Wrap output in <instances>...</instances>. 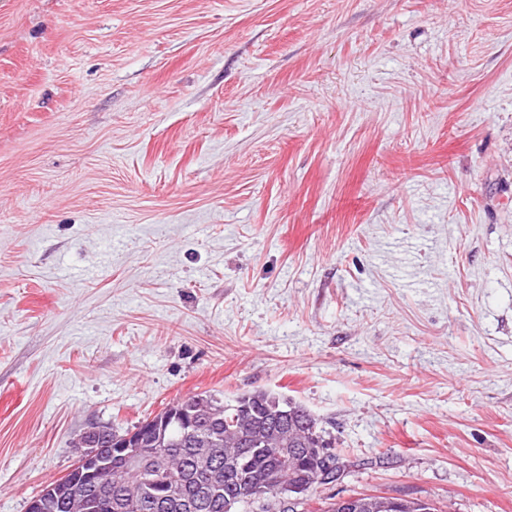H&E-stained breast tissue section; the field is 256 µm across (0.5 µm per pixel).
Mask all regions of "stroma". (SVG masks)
Returning a JSON list of instances; mask_svg holds the SVG:
<instances>
[{"label": "stroma", "mask_w": 512, "mask_h": 512, "mask_svg": "<svg viewBox=\"0 0 512 512\" xmlns=\"http://www.w3.org/2000/svg\"><path fill=\"white\" fill-rule=\"evenodd\" d=\"M259 389L512 512V0H0V512Z\"/></svg>", "instance_id": "obj_1"}]
</instances>
